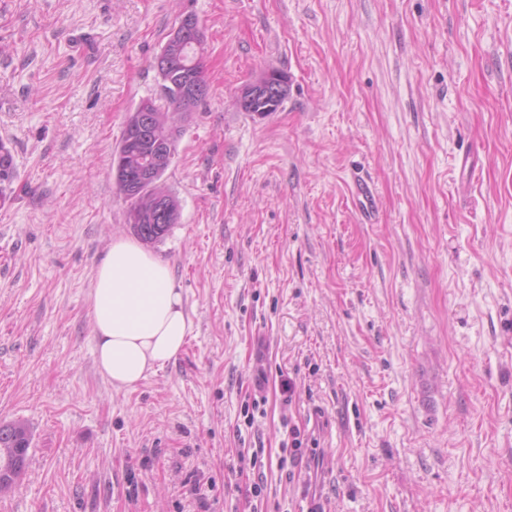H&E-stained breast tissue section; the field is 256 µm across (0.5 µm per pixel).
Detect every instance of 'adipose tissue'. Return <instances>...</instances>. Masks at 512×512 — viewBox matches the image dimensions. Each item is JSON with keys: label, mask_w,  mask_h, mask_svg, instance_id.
Masks as SVG:
<instances>
[{"label": "adipose tissue", "mask_w": 512, "mask_h": 512, "mask_svg": "<svg viewBox=\"0 0 512 512\" xmlns=\"http://www.w3.org/2000/svg\"><path fill=\"white\" fill-rule=\"evenodd\" d=\"M89 316L98 370L118 392L175 360L193 333L170 263L125 237L112 239L96 268Z\"/></svg>", "instance_id": "adipose-tissue-1"}]
</instances>
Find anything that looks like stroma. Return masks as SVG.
Segmentation results:
<instances>
[{
    "instance_id": "35a3bbf8",
    "label": "stroma",
    "mask_w": 512,
    "mask_h": 512,
    "mask_svg": "<svg viewBox=\"0 0 512 512\" xmlns=\"http://www.w3.org/2000/svg\"><path fill=\"white\" fill-rule=\"evenodd\" d=\"M186 15L209 88L151 249L194 333L117 393L88 317L132 234L112 155ZM270 68L281 109L242 111ZM0 143V421L32 431L0 512H512V0H0Z\"/></svg>"
}]
</instances>
